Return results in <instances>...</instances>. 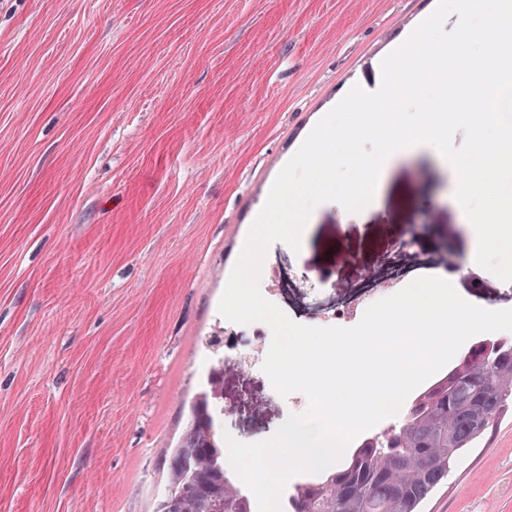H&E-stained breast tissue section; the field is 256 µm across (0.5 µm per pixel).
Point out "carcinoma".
I'll list each match as a JSON object with an SVG mask.
<instances>
[{"instance_id": "cac0c4a2", "label": "carcinoma", "mask_w": 512, "mask_h": 512, "mask_svg": "<svg viewBox=\"0 0 512 512\" xmlns=\"http://www.w3.org/2000/svg\"><path fill=\"white\" fill-rule=\"evenodd\" d=\"M512 412V337L475 342L419 390L388 428L362 438L314 481L285 492L282 512H421L423 502ZM224 442L206 405L165 456L166 484L153 512H252L249 497L210 458Z\"/></svg>"}]
</instances>
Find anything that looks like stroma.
<instances>
[{
	"instance_id": "stroma-1",
	"label": "stroma",
	"mask_w": 512,
	"mask_h": 512,
	"mask_svg": "<svg viewBox=\"0 0 512 512\" xmlns=\"http://www.w3.org/2000/svg\"><path fill=\"white\" fill-rule=\"evenodd\" d=\"M437 2L0 0V512H152L262 183ZM463 223L450 169L422 152L365 216L316 206L260 283L288 270L332 293L402 238L464 262ZM462 280L466 301L512 309V283ZM209 374L236 440L289 417L251 371ZM423 509L512 512V416Z\"/></svg>"
}]
</instances>
